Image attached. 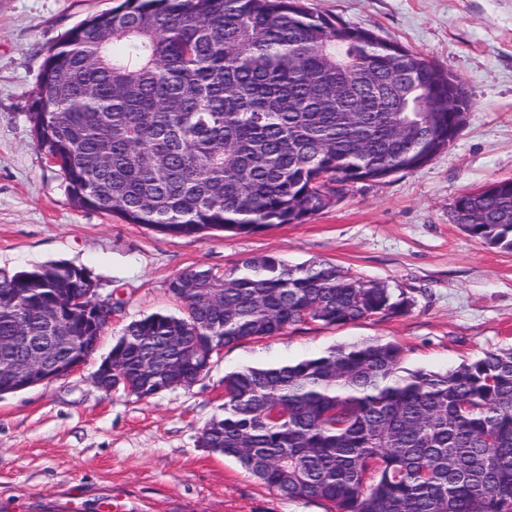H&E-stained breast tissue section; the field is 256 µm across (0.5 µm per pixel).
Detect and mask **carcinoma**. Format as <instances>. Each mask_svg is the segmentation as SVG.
Here are the masks:
<instances>
[{"label": "carcinoma", "instance_id": "cac0c4a2", "mask_svg": "<svg viewBox=\"0 0 512 512\" xmlns=\"http://www.w3.org/2000/svg\"><path fill=\"white\" fill-rule=\"evenodd\" d=\"M50 49L32 98L37 142L76 207L175 236L299 224L364 178L448 149V77L372 30L298 0H121ZM454 223L512 250V178L459 196ZM94 287L58 262L0 282V346L19 323L54 332L25 300ZM179 315L128 323L112 388L139 397L206 374L219 349L309 322L406 313L388 286L274 256L169 282ZM394 342L334 347L224 375L205 448L287 498L329 512H512V350L444 373L404 370Z\"/></svg>", "mask_w": 512, "mask_h": 512}]
</instances>
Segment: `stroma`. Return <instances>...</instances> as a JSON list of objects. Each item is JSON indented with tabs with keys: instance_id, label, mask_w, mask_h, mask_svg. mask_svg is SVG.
Wrapping results in <instances>:
<instances>
[{
	"instance_id": "obj_1",
	"label": "stroma",
	"mask_w": 512,
	"mask_h": 512,
	"mask_svg": "<svg viewBox=\"0 0 512 512\" xmlns=\"http://www.w3.org/2000/svg\"><path fill=\"white\" fill-rule=\"evenodd\" d=\"M301 3L455 75L472 99L460 133L423 167L352 183L304 223L173 237L76 207L29 121L50 47L116 0H0V274L65 262L117 303L79 369L0 394V512H327L323 501L279 496L234 459L199 446L224 403L225 373L364 341L398 343L404 368L435 372L512 349V251L452 219L459 195L512 178V0ZM264 255L292 266L335 264L404 292L413 305L400 316L307 323L241 341L192 387L150 398L96 386L93 375L126 324L178 312L172 278Z\"/></svg>"
}]
</instances>
